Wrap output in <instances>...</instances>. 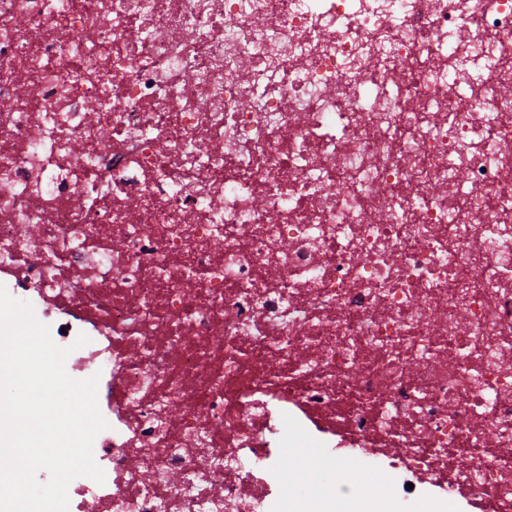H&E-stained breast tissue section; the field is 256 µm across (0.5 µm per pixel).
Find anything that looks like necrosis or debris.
<instances>
[{
    "label": "necrosis or debris",
    "instance_id": "1",
    "mask_svg": "<svg viewBox=\"0 0 512 512\" xmlns=\"http://www.w3.org/2000/svg\"><path fill=\"white\" fill-rule=\"evenodd\" d=\"M0 101V285L108 423L69 512H335L280 462L340 441L512 512V0H0Z\"/></svg>",
    "mask_w": 512,
    "mask_h": 512
}]
</instances>
